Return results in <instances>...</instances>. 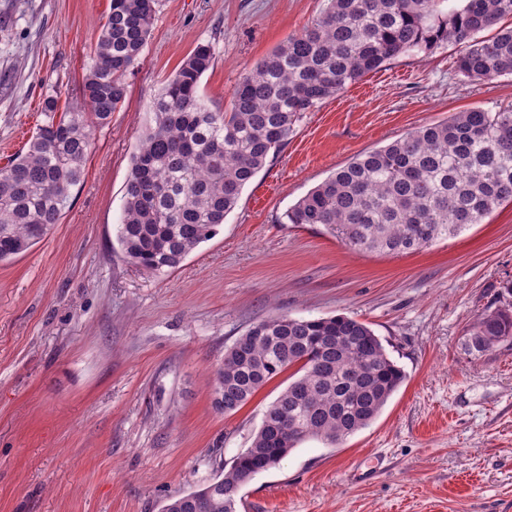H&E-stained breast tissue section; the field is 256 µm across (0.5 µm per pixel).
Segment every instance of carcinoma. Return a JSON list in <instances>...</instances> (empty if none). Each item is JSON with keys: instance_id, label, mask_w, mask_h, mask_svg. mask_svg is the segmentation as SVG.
I'll return each mask as SVG.
<instances>
[{"instance_id": "1", "label": "carcinoma", "mask_w": 512, "mask_h": 512, "mask_svg": "<svg viewBox=\"0 0 512 512\" xmlns=\"http://www.w3.org/2000/svg\"><path fill=\"white\" fill-rule=\"evenodd\" d=\"M437 0H325L301 33L258 61L228 112L211 110L200 79L214 52L201 43L152 104L137 147L117 241L144 271H172L211 240L246 184L288 141L298 114L406 53L460 47L456 69L478 82L512 76V28L479 34L512 16V0H464L446 14ZM159 0H110L79 93L84 108L44 100L49 121L27 151L0 168V262L29 251L59 223L83 176L97 128L124 102L127 74L148 43ZM512 201V108L456 112L354 157L310 190L283 224L323 225L355 252L410 254ZM470 337L485 352L512 340V301L478 315ZM294 379L267 406L249 448L210 482L169 498L161 512H237L226 491L279 464L308 438L329 447L368 427L405 374L370 325L339 314L258 321L215 372L214 404L232 414L290 367Z\"/></svg>"}]
</instances>
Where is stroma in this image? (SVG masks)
Returning a JSON list of instances; mask_svg holds the SVG:
<instances>
[{
  "instance_id": "stroma-1",
  "label": "stroma",
  "mask_w": 512,
  "mask_h": 512,
  "mask_svg": "<svg viewBox=\"0 0 512 512\" xmlns=\"http://www.w3.org/2000/svg\"><path fill=\"white\" fill-rule=\"evenodd\" d=\"M110 0H0V167L79 99ZM324 0H160L123 105L98 129L59 224L0 263V512H160L248 448L281 373L239 411L215 409L225 346L279 315L368 322L406 374L367 428L308 439L242 490L239 512H512V341L466 348L512 280V203L403 256L348 250L287 208L357 155L457 112L512 107V76L473 82L456 46L409 53L301 113L217 235L162 275L117 242L152 102L197 44L200 93L227 109L257 61Z\"/></svg>"
}]
</instances>
